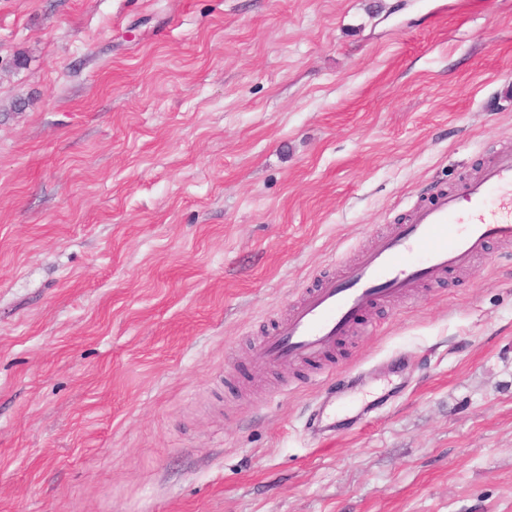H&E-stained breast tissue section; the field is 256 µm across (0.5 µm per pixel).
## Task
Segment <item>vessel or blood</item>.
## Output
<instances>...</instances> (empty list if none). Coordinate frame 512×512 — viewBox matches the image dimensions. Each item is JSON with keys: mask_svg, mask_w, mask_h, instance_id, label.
<instances>
[{"mask_svg": "<svg viewBox=\"0 0 512 512\" xmlns=\"http://www.w3.org/2000/svg\"><path fill=\"white\" fill-rule=\"evenodd\" d=\"M492 240L512 243V152L495 156L458 190L438 191L413 206L406 223L387 225L355 264L307 289L258 342L254 376L321 365L362 312L389 298L413 297L428 275L467 266Z\"/></svg>", "mask_w": 512, "mask_h": 512, "instance_id": "b4317fda", "label": "vessel or blood"}]
</instances>
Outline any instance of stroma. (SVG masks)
<instances>
[{"label":"stroma","mask_w":512,"mask_h":512,"mask_svg":"<svg viewBox=\"0 0 512 512\" xmlns=\"http://www.w3.org/2000/svg\"><path fill=\"white\" fill-rule=\"evenodd\" d=\"M506 151L512 0H0V512H512V244L250 373Z\"/></svg>","instance_id":"stroma-1"}]
</instances>
